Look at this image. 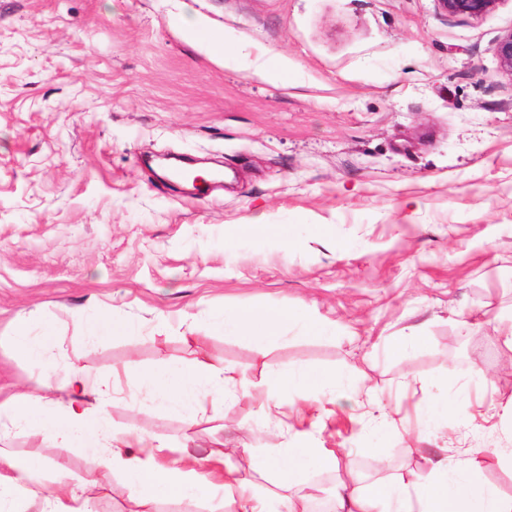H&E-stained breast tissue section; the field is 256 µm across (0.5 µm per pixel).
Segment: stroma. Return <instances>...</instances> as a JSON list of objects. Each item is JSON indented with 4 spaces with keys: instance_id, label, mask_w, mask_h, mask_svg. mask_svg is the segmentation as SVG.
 <instances>
[{
    "instance_id": "stroma-1",
    "label": "stroma",
    "mask_w": 512,
    "mask_h": 512,
    "mask_svg": "<svg viewBox=\"0 0 512 512\" xmlns=\"http://www.w3.org/2000/svg\"><path fill=\"white\" fill-rule=\"evenodd\" d=\"M509 30L512 0L477 18L437 0H0V394L39 372L14 347L18 321L50 320L56 370L75 361L108 380L203 354L234 366L246 389L195 425L129 383L106 413L198 457L229 454L277 512L319 480L407 484L436 458L474 460L512 496L494 455L512 448V77L495 55ZM227 35L239 65L212 49ZM162 153L228 181L188 194L148 164ZM301 304L334 338L196 340L220 309ZM104 307L134 335L86 345L81 323ZM408 334L419 343L394 355ZM297 365L345 378L305 393L287 428L259 403L268 372ZM446 394L459 418L443 415ZM299 432L338 467L311 461L288 488L247 468ZM0 451L49 453L76 477L94 466L92 450L46 449L35 429Z\"/></svg>"
}]
</instances>
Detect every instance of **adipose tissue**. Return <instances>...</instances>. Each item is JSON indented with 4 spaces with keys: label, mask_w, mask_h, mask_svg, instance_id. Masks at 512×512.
<instances>
[{
    "label": "adipose tissue",
    "mask_w": 512,
    "mask_h": 512,
    "mask_svg": "<svg viewBox=\"0 0 512 512\" xmlns=\"http://www.w3.org/2000/svg\"><path fill=\"white\" fill-rule=\"evenodd\" d=\"M297 325L309 334L325 335L329 326L300 309L217 311L210 324L213 333L246 338L264 349L270 338ZM132 379L156 401L183 413L187 425L200 415L223 405L243 379L238 371L206 356L177 365L132 372ZM342 376L298 366L271 372L266 381L265 409L279 407L284 392L332 389ZM108 393L76 363L61 373L45 372L36 379L34 392L0 401V436L12 429H39L47 446L79 441L96 450L94 472L72 484L66 463L45 455L16 459L0 454V512L42 501V512H92V493L103 478L120 473L139 512H153L160 499L219 500L230 512H270L267 501L255 498L234 469L220 464L201 472L199 460L187 450H173L147 437H138V454L127 451L126 440L114 432L105 410ZM319 460L332 469L335 454L316 447L298 435L289 448H276L252 456L254 471L274 470L283 486H290L302 465ZM447 459L432 461L427 476L411 488L396 491L387 481L354 480L337 484L332 495L336 512H512V496L504 497L483 483L476 464H467L466 478H455Z\"/></svg>",
    "instance_id": "adipose-tissue-1"
}]
</instances>
